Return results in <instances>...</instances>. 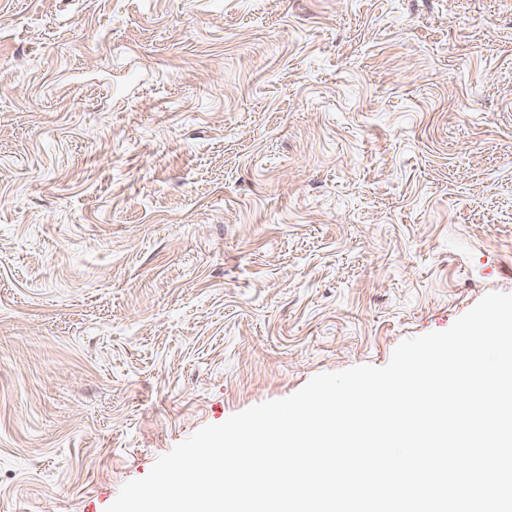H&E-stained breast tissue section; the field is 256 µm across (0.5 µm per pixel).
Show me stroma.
<instances>
[{
    "label": "stroma",
    "mask_w": 512,
    "mask_h": 512,
    "mask_svg": "<svg viewBox=\"0 0 512 512\" xmlns=\"http://www.w3.org/2000/svg\"><path fill=\"white\" fill-rule=\"evenodd\" d=\"M512 294V0H0V512Z\"/></svg>",
    "instance_id": "1"
}]
</instances>
